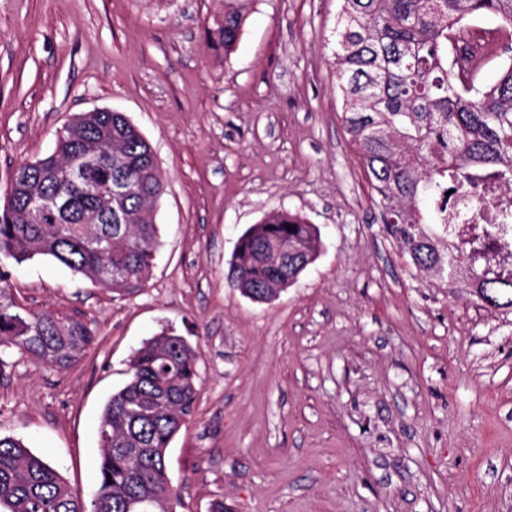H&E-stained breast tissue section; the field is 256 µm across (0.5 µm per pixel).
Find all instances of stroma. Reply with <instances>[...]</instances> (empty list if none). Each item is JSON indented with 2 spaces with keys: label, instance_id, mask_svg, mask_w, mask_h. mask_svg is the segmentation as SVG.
Here are the masks:
<instances>
[{
  "label": "stroma",
  "instance_id": "obj_1",
  "mask_svg": "<svg viewBox=\"0 0 512 512\" xmlns=\"http://www.w3.org/2000/svg\"><path fill=\"white\" fill-rule=\"evenodd\" d=\"M0 0V193L72 116L124 113L165 178L148 281L120 296L47 256L0 259L28 307L96 343L60 370L0 361V435L74 492L99 482V422L143 342L196 347L194 418L167 452L178 512H512V312L416 269L381 232L343 122L339 0ZM306 216L317 259L269 303L226 279L240 235ZM246 0H224V12L214 17L208 27V42L215 50L229 53L237 44L247 18Z\"/></svg>",
  "mask_w": 512,
  "mask_h": 512
}]
</instances>
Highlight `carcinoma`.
Wrapping results in <instances>:
<instances>
[{
	"label": "carcinoma",
	"instance_id": "1",
	"mask_svg": "<svg viewBox=\"0 0 512 512\" xmlns=\"http://www.w3.org/2000/svg\"><path fill=\"white\" fill-rule=\"evenodd\" d=\"M248 0H224L208 42L229 53L247 18ZM493 16L476 33L469 21ZM512 34V0H340L336 28L337 88L346 131L378 198L382 232L402 244L410 262L457 280L493 309L512 311L509 224L481 226L458 247L438 205L448 180L512 186V62L494 82L460 69L453 47L483 67ZM123 182L122 220L98 191ZM164 176L140 130L121 112H87L56 136L53 153L20 164L0 205V257L23 263L50 256L118 295L144 288L155 259L158 226L151 207ZM63 206L35 212L38 199ZM277 242L292 253L275 267ZM314 225L287 211L251 225L229 263L228 280L243 295L267 298L292 286L318 255ZM90 323L39 313L0 285V354L16 352L54 368L75 365L95 340ZM199 355L184 337L163 331L130 361V379L107 402L99 424V485L86 502L45 457L20 439L0 436V512H176L167 473L170 442L194 415Z\"/></svg>",
	"mask_w": 512,
	"mask_h": 512
}]
</instances>
